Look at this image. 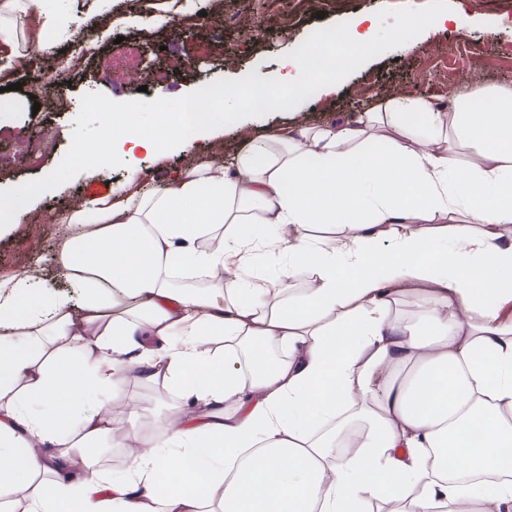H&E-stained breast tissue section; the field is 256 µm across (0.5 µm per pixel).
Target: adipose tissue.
I'll list each match as a JSON object with an SVG mask.
<instances>
[{
	"mask_svg": "<svg viewBox=\"0 0 512 512\" xmlns=\"http://www.w3.org/2000/svg\"><path fill=\"white\" fill-rule=\"evenodd\" d=\"M43 4L0 0V71L19 60L15 18ZM374 46L357 17L320 64L288 59L287 86L214 88L193 134L223 126L228 106L273 108L283 88L337 87ZM113 129L80 153L106 164L158 148L131 113ZM452 134L478 166L449 151ZM63 222L68 292L0 281V512H368L377 499L512 512V91L465 79L443 106L382 97L352 122L247 141L227 166L200 153L171 181L90 198ZM245 224L278 232L289 263L277 281L246 279ZM311 224L339 227L336 246L311 247ZM183 268L202 286L173 287ZM408 289L415 320L392 312ZM217 331L220 359L207 354ZM170 336L164 357L137 358L140 374L202 411L167 418L135 482L79 479L112 432L98 392L125 379L133 347ZM309 414L327 421L320 436Z\"/></svg>",
	"mask_w": 512,
	"mask_h": 512,
	"instance_id": "obj_1",
	"label": "adipose tissue"
}]
</instances>
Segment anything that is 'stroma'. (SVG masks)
<instances>
[{
	"label": "stroma",
	"mask_w": 512,
	"mask_h": 512,
	"mask_svg": "<svg viewBox=\"0 0 512 512\" xmlns=\"http://www.w3.org/2000/svg\"><path fill=\"white\" fill-rule=\"evenodd\" d=\"M93 5L94 0H52L50 16L17 21L18 49L29 55L33 71L51 77L60 57L75 58L65 100L53 103L37 94L32 72L0 73L5 99L19 104L17 111L4 115L0 154L20 150L23 135L52 139L38 163L0 164L1 196L19 188L31 191L21 222L0 225V278L32 268L41 287L52 293L67 285L58 266L63 237L59 218L88 199L91 183L118 191L131 177H138L140 185H152L196 165L202 144L190 137L173 141L167 108L193 99L203 84H235L255 75L276 80L283 58L294 56L315 33L336 30L355 15H375L379 53L352 65L339 91L322 87L286 111L239 114L237 122L212 132L204 144L210 153L231 158L245 128L259 139L273 128L296 130L330 119L358 118L360 110L380 95L421 94L442 104L449 86L469 77L512 89V23L507 20L512 0H306L302 5L277 0L271 7L261 0H168L163 21L154 25L141 22L152 10L147 0H113L114 9L130 16V24L116 29L102 23L91 48L79 52L69 33L75 18ZM439 7L461 10L464 23L419 30L406 42L391 43V30L401 18ZM202 9L209 16L204 28L193 21ZM120 35L139 45L141 60L153 61L158 69L172 67L170 77L157 82L144 67L134 72L111 68L114 41ZM48 42L54 51L42 52V44ZM228 47L234 51L229 59L224 56ZM126 111L134 112L139 134L158 142L157 153L137 150L104 166L78 154V145L99 142L113 114ZM35 232L41 235V248L32 254L28 241ZM101 398L114 423L111 439L101 440L100 446L112 454L100 456L95 473L112 482L130 477L134 455L146 439L162 434L166 414L194 411L191 403L162 385L134 377ZM132 403L141 407L133 418L128 415Z\"/></svg>",
	"instance_id": "35a3bbf8"
}]
</instances>
